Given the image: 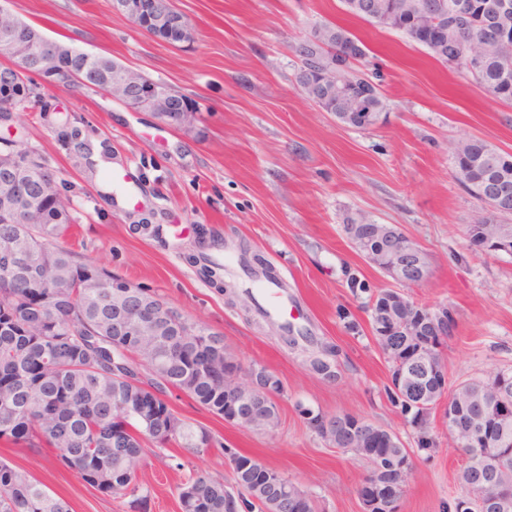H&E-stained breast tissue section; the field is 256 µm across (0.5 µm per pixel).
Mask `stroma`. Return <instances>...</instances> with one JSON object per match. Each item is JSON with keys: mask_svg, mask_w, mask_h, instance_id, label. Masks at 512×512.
Masks as SVG:
<instances>
[{"mask_svg": "<svg viewBox=\"0 0 512 512\" xmlns=\"http://www.w3.org/2000/svg\"><path fill=\"white\" fill-rule=\"evenodd\" d=\"M8 5L51 37L165 82L199 110L193 129H176L101 91L65 86L43 90L48 111L35 107L16 113L13 128L0 125V140L35 151L55 171L56 191L72 200L79 222L65 245L79 260L150 289L222 334L243 365L265 366L283 382L275 432L226 423L167 391L179 417L280 470L316 497L319 512H362L366 462L328 445L295 409L300 401L349 412L414 445L412 429L382 397L390 365L343 275L351 269L377 290L392 285L349 242L344 226L358 217L399 226L427 252L428 278L407 294L448 306L456 321L443 349L449 384L512 370V257L471 249L464 230L484 205L451 164L454 144L466 137L512 153V104L448 71L401 32L351 17L341 0H175L195 23L193 42L178 47L138 30L112 0ZM325 21L368 49L366 71L378 74L388 104L372 129L337 122L295 86L292 46ZM90 139L129 174L136 203L114 191L109 171L88 172L77 143ZM270 274L285 303L264 317L237 295L261 291ZM341 307L363 323L362 333L345 329ZM286 323L342 348L338 381L308 372L305 352L283 339ZM431 425L438 446L414 454L399 512H444L461 493L466 460L440 415ZM0 458L65 498L72 512H129L126 499L102 496L58 466L52 449L0 444ZM199 474L232 477L218 450L150 448L137 477L150 492L146 512H180L176 487Z\"/></svg>", "mask_w": 512, "mask_h": 512, "instance_id": "1", "label": "stroma"}]
</instances>
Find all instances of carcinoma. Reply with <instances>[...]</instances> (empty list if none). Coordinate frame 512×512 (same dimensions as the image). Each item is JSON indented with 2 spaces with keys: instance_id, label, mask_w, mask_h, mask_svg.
<instances>
[{
  "instance_id": "cac0c4a2",
  "label": "carcinoma",
  "mask_w": 512,
  "mask_h": 512,
  "mask_svg": "<svg viewBox=\"0 0 512 512\" xmlns=\"http://www.w3.org/2000/svg\"><path fill=\"white\" fill-rule=\"evenodd\" d=\"M428 0H341L345 11L379 28L402 32L418 44L420 38L408 26L403 27L392 10L407 7L417 10ZM486 5L484 20L512 29V11L500 13L497 0H481ZM301 42L323 44L322 54L337 57L348 54L350 45L362 44L347 28L323 23L315 26ZM433 59L448 66L460 52L477 53L481 59L476 82L494 99L512 103V43L500 48L486 47L481 28L473 23L448 33L441 48L425 47ZM120 63L104 56L92 64L91 73L101 85L112 83ZM360 62L348 64L344 72L345 91L364 90L358 83ZM457 181L471 192L467 182L482 179L501 184L512 191V154L497 150L481 139L463 138L453 148ZM18 190L34 188L44 192L43 208L36 223L25 225L24 256L11 261L13 270L0 275V442L13 448H52L57 463L76 471L81 479L103 496L129 498L130 512H142L148 493L142 492L136 479L146 466L147 448L176 446L191 453L211 448L227 460L247 464L252 456L232 448L205 427L179 417L164 399L169 389L182 392L211 414L224 416V370H242L231 381L234 391L245 393L257 385L279 396L281 380L266 368L241 369V363L224 346V336L204 335L196 328L194 336L176 332L192 323L181 309L143 288V304L131 316L142 326V335L131 338L114 330L117 314L112 310V272L95 262H82L75 253L59 244L73 224L70 202L49 188L51 177L40 167L23 165ZM504 218L492 212L488 218L467 226L466 235L477 231L491 242L499 238ZM348 287L365 299L364 311L370 322L383 311L382 294L374 292L365 279H350ZM166 306L173 336H157L153 331L155 310ZM434 308L402 296L397 309L401 336H382L392 347L390 371L397 361L406 360L409 350L417 348V325ZM342 350L334 342H322L309 356L307 370L328 382L338 379L334 365ZM396 382L383 387L384 396L395 413L414 427L417 450L427 455L437 448V435L430 417L442 396L431 391V405L421 409L414 403L422 399L411 394L408 406L393 390ZM456 410L454 421L464 426L476 419H489L499 400L512 401V372L506 385L499 381H464L451 392ZM331 425L348 413L317 411L306 424L322 439L332 436L319 424V418ZM385 429L363 420L356 437L344 447L367 463L375 458L391 466L388 448L372 440V434ZM497 453L494 459L474 456L460 473L461 489L491 474L497 483L512 489V422L497 428ZM237 494L243 498L242 512H263L261 504L242 492L247 472L233 475ZM231 491L224 480L190 476L178 486L180 512H224V499ZM0 512H71L69 502L50 492L27 471L0 460Z\"/></svg>"
}]
</instances>
